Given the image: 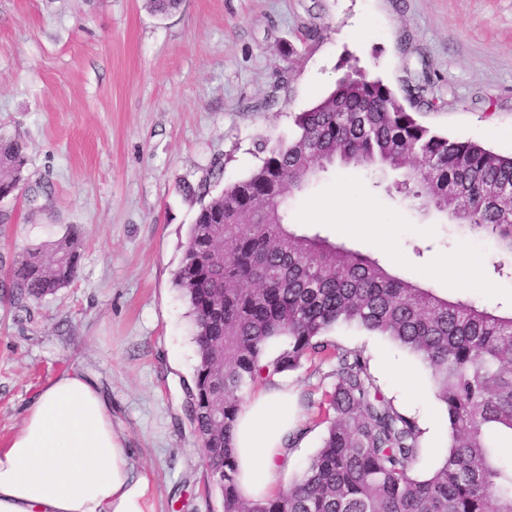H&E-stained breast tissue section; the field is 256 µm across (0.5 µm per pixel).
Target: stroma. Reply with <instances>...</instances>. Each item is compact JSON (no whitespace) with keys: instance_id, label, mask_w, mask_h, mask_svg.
Listing matches in <instances>:
<instances>
[{"instance_id":"35a3bbf8","label":"stroma","mask_w":512,"mask_h":512,"mask_svg":"<svg viewBox=\"0 0 512 512\" xmlns=\"http://www.w3.org/2000/svg\"><path fill=\"white\" fill-rule=\"evenodd\" d=\"M356 63L424 125L512 156V0H0V131L26 144L23 180L0 204V440L50 380L91 377L151 482L154 512H222L188 413L197 365L189 304L175 284L200 197L245 177L261 143L294 131ZM329 169L288 202V221L393 267L442 297L512 309V274L492 241L455 229L386 187ZM341 193L344 210L327 202ZM81 240L75 280L11 305L8 271L31 246ZM381 391L422 435L416 472L442 462L449 431L429 368L388 339L340 327ZM328 365L286 372L306 442L308 399Z\"/></svg>"}]
</instances>
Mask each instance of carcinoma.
<instances>
[{
  "label": "carcinoma",
  "instance_id": "obj_1",
  "mask_svg": "<svg viewBox=\"0 0 512 512\" xmlns=\"http://www.w3.org/2000/svg\"><path fill=\"white\" fill-rule=\"evenodd\" d=\"M295 132L250 173L201 205L175 283L190 306L198 364L192 415L224 512H512V468L492 434L512 437V311L448 299L378 260L301 234L290 195L330 167L397 171L395 189L422 215L492 238L494 270L512 267V157L419 122L382 81L350 64L335 89L294 118ZM26 146L0 136V195L22 180ZM76 236L21 254L12 300H37L71 283ZM339 325L385 336L431 370L450 440L429 476L415 473L422 432L375 383L362 353L327 339ZM288 339L275 355L269 347ZM335 357L319 404V450L288 489L259 503L236 491L233 438L242 391Z\"/></svg>",
  "mask_w": 512,
  "mask_h": 512
}]
</instances>
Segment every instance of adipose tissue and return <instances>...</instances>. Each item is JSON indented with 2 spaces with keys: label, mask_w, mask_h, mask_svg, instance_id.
Listing matches in <instances>:
<instances>
[{
  "label": "adipose tissue",
  "mask_w": 512,
  "mask_h": 512,
  "mask_svg": "<svg viewBox=\"0 0 512 512\" xmlns=\"http://www.w3.org/2000/svg\"><path fill=\"white\" fill-rule=\"evenodd\" d=\"M293 421L282 380L247 397L234 429L241 498L262 502L281 490L296 454ZM0 512H153L150 482L135 474L109 405L86 375L51 379L0 446Z\"/></svg>",
  "instance_id": "ef3b65f1"
}]
</instances>
